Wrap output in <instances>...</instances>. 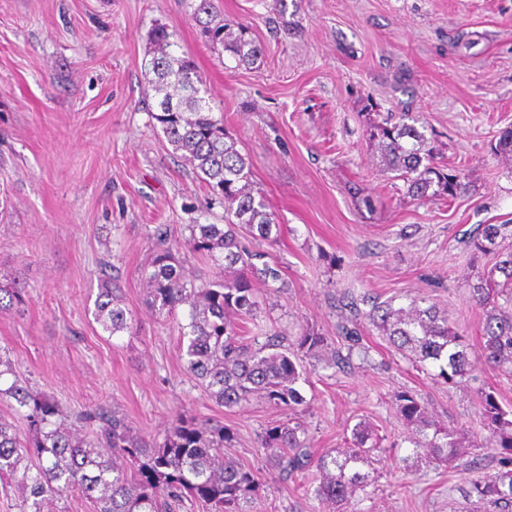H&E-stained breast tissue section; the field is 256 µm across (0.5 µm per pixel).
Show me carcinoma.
<instances>
[{
    "instance_id": "1",
    "label": "carcinoma",
    "mask_w": 512,
    "mask_h": 512,
    "mask_svg": "<svg viewBox=\"0 0 512 512\" xmlns=\"http://www.w3.org/2000/svg\"><path fill=\"white\" fill-rule=\"evenodd\" d=\"M213 0H198L193 18L200 35L220 45L236 66L257 63L261 50L248 28L232 30L213 22ZM154 80L159 112L152 118L173 150L224 201V223L194 224L188 244L231 277L196 285L188 281L168 238H157L151 271L145 274L147 301L158 314L180 309L178 348L186 371L210 399L226 408L239 406L255 395L279 408L295 411L305 403L297 383L305 361L327 366L346 359L328 338L306 331L295 339L274 333L264 341L241 336V322L258 308L255 281L267 285L282 280L281 270L266 261V254L247 248L242 238L269 239L274 213L261 195H255L251 162L238 148V140L213 115L207 90L194 62L175 49L163 26L152 31ZM404 114L369 126L368 140L380 151L385 169L404 182L408 196L428 201L450 200L466 190L462 173L436 165L432 138ZM495 155L512 160V126L500 131L491 147ZM512 225L486 224L467 246L470 260L486 256L494 264L478 273L471 296L483 308L482 358L485 364L512 376ZM389 343L411 356L421 368L439 369L437 376L456 385L474 365L463 334L448 315L424 298L396 307L391 301H371L361 313ZM93 318L109 335L130 331L125 308L112 278L100 280ZM12 399L26 422L20 432L0 417V477L17 480L22 491V512H49L48 505L69 491L93 504L94 512H164L189 496L213 512H250L257 496L259 474L224 455L233 435L224 426L177 415L163 443L151 445L136 436L114 413L101 408L72 415L54 398L33 391L15 375L12 362L0 355V401ZM400 419L410 430L412 455L452 465L460 448L474 443L455 428L436 423L418 395H395ZM481 415L491 437L483 448H499L503 469L469 479L466 496L491 507H512V410H505L498 392L481 393ZM352 444L318 457L309 452L306 432L288 418L262 436V449L272 465L288 475L313 466L321 475L315 495L332 512H351L356 491L372 482L373 465L367 445L373 429L360 421L351 430ZM130 462L135 473L127 474Z\"/></svg>"
}]
</instances>
